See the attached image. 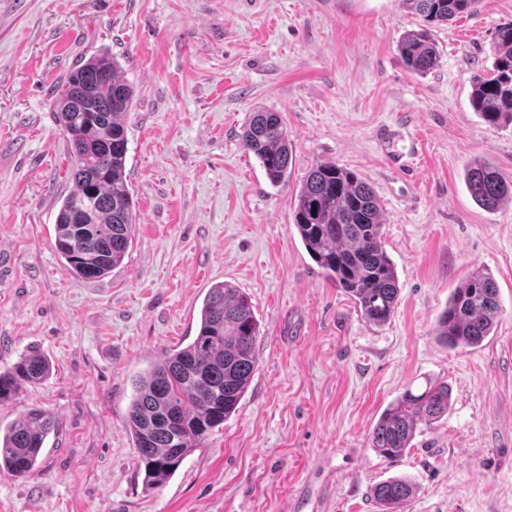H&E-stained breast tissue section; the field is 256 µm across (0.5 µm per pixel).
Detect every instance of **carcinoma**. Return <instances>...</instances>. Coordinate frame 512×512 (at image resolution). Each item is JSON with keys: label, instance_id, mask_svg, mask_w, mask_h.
Listing matches in <instances>:
<instances>
[{"label": "carcinoma", "instance_id": "1", "mask_svg": "<svg viewBox=\"0 0 512 512\" xmlns=\"http://www.w3.org/2000/svg\"><path fill=\"white\" fill-rule=\"evenodd\" d=\"M481 2L402 0L423 21L422 28L405 32L399 41L408 69L419 75L433 69L438 51L430 28L475 13ZM490 51L491 67L474 77L470 105L484 122L506 127L512 125V22L498 27ZM133 99V86L119 62L101 53L69 70L53 102L73 181L56 217L55 245L81 280L107 276L123 262L131 245L135 214L127 185L125 117ZM242 146L256 157L271 184H288L292 143L279 113L263 108L249 113ZM466 184L486 209L512 201V183L490 162L473 161ZM79 206L86 207L85 222L75 224L71 212ZM294 223L309 256L355 301L364 318L376 325L388 322L397 303L398 275L385 249L381 203L373 188L334 162L318 163L298 191ZM499 312L496 281L477 269L448 298L435 334L451 349L480 347L493 333ZM258 333L247 295L217 283L204 299L194 340L138 376L127 424L145 489L166 483L185 458L235 413L257 366ZM50 373L47 358L28 351L0 371V400L41 383ZM450 400L445 382L429 381L418 394L406 390L382 411L369 447L387 460L400 458L418 424L438 422L448 414ZM55 427L51 412L33 406L0 428V470L17 479L30 477ZM413 494V483L398 476L372 489L381 512H400Z\"/></svg>", "mask_w": 512, "mask_h": 512}]
</instances>
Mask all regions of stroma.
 I'll return each instance as SVG.
<instances>
[{
  "label": "stroma",
  "mask_w": 512,
  "mask_h": 512,
  "mask_svg": "<svg viewBox=\"0 0 512 512\" xmlns=\"http://www.w3.org/2000/svg\"><path fill=\"white\" fill-rule=\"evenodd\" d=\"M512 0L432 28L425 75L397 49L421 20L400 0H0V370L29 347L42 383L0 402V426L40 406L57 419L36 471L0 472V512H379L391 476L404 512H512V201L489 211L465 185L475 160L512 181V126L469 104ZM109 53L135 94L125 121L132 244L101 279L74 277L54 224L72 187L53 100L67 71ZM293 147L271 185L241 144L255 107ZM319 162L378 195L399 279L391 319L368 322L308 255L297 190ZM500 316L451 349L439 314L476 269ZM227 281L259 321L258 366L234 415L148 491L127 426L136 377L186 346ZM447 381L452 406L397 460L368 438L406 389ZM414 485L404 477H390L376 484L372 497L381 512H400V508L413 496Z\"/></svg>",
  "instance_id": "stroma-1"
}]
</instances>
